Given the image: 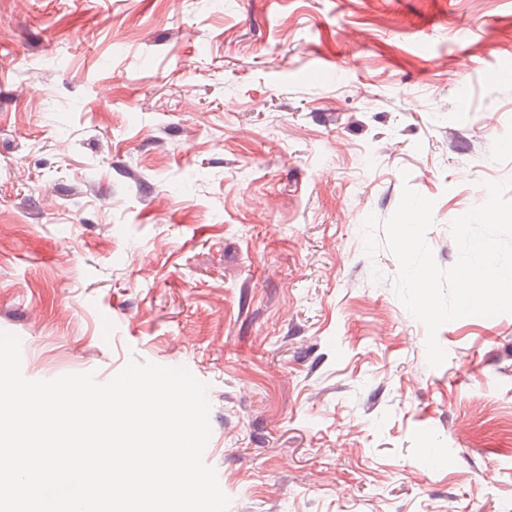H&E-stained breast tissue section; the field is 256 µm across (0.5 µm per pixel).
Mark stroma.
Listing matches in <instances>:
<instances>
[{"instance_id": "1", "label": "stroma", "mask_w": 512, "mask_h": 512, "mask_svg": "<svg viewBox=\"0 0 512 512\" xmlns=\"http://www.w3.org/2000/svg\"><path fill=\"white\" fill-rule=\"evenodd\" d=\"M512 0H0V332L207 387L228 512H512V314L395 293L512 183ZM493 415L478 419L476 409Z\"/></svg>"}]
</instances>
